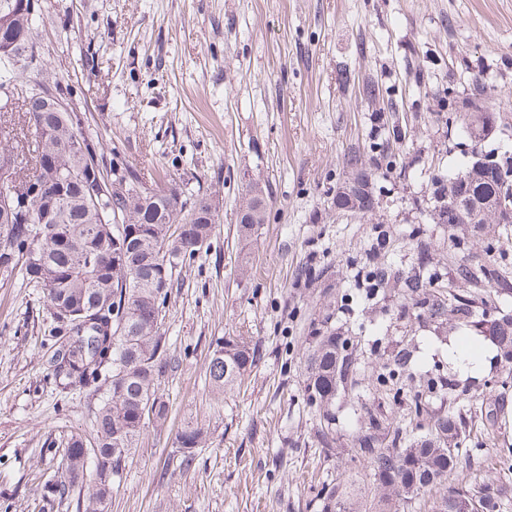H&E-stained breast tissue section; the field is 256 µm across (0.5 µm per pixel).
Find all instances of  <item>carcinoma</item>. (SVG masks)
<instances>
[{
	"label": "carcinoma",
	"mask_w": 512,
	"mask_h": 512,
	"mask_svg": "<svg viewBox=\"0 0 512 512\" xmlns=\"http://www.w3.org/2000/svg\"><path fill=\"white\" fill-rule=\"evenodd\" d=\"M14 0H0V24L24 34L30 54L22 64L11 53L0 50V89L49 93L44 76L51 73L49 63L39 57L35 44V23L43 15V4L35 10L11 12ZM51 98L33 99L21 112L18 122L0 121V152L13 153L11 170H0V188L9 187L24 195L38 186L53 194L44 202L50 209L51 223L69 229L57 239L46 234L37 240L35 225L17 219L1 224L0 279H20L31 288H42L60 322L58 334L66 337L55 343L53 373L64 389L101 384L106 396L95 418L97 465L88 471V452L80 436H73L61 458L66 479L50 486L53 497L68 496L73 487L86 491L87 512H104L103 504L119 480L131 450L137 446L150 421L166 417V405L157 395L159 375L178 367L160 334L168 293H159L154 281L166 279L172 287L176 260H193L199 251L196 242H206L212 233L213 214L205 198L188 202L179 210L168 209L166 187L155 186L147 194L135 193L138 176L129 170L112 173L126 180L131 193L103 197L99 204L87 203L83 190L93 177L87 161L97 157L98 144L79 131L78 112H56ZM66 145L68 151L57 155L67 190L48 186L44 158ZM503 175L497 177L469 166L453 181L442 174L434 177V208L448 213V199H462L476 205L499 192L504 181L512 182V157L500 162ZM267 206H262L255 224L237 225L238 237L248 244L266 222ZM418 267L409 276L400 271L376 270L374 285L383 288L389 282H401L404 299L417 318L448 322V317L465 326L479 327L484 313L476 310L475 299L436 286L427 267V243L416 240ZM456 279L478 286L493 282L507 294L512 281L499 274L493 265L464 262L456 270ZM95 304L105 308L100 320L81 327L73 314ZM491 338L504 357L512 356V319L499 324ZM357 343L352 336L328 332L314 337L307 357L306 392L310 403L321 412L324 427L319 443L333 450L336 438L333 406L339 390H352L361 384L356 358ZM255 362V348L243 336H226L219 341L208 363L209 386L226 394L240 385ZM410 353L398 351L383 363L376 384L401 392L409 373ZM442 377L429 380L427 387L410 393L408 422L393 424L377 408L364 407V423L353 437L351 455L366 464L373 476L376 492L369 494L347 470L318 491L320 512H412L415 505L448 484V476L457 472L460 456L450 443L459 436L461 409L456 402L429 414L433 395L444 390ZM207 430L199 424L184 427L177 442L181 465L191 466L196 449L204 446ZM506 485L468 483L450 487L433 499V512H451L456 504L463 512H502Z\"/></svg>",
	"instance_id": "1"
}]
</instances>
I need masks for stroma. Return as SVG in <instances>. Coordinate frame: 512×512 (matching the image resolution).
<instances>
[{
    "mask_svg": "<svg viewBox=\"0 0 512 512\" xmlns=\"http://www.w3.org/2000/svg\"><path fill=\"white\" fill-rule=\"evenodd\" d=\"M51 22L37 42L60 85L73 89L81 131L103 143L105 162L147 184L173 180L217 210L208 250L177 266L161 329L177 369L157 384L168 413L149 425L126 461L108 512H317L315 495L338 472L373 479L348 455L363 406L402 420L407 398L374 390L372 371L403 348L421 371L444 373L465 397L502 400L512 444V380L489 345L484 368L460 371L449 347L480 343L471 327L403 317L401 295L366 298L370 271H409L414 231L431 245L440 283L492 245L512 273V231L488 238L471 224L432 218V178L454 174L473 148L512 156V0H47ZM496 125L480 144L470 122L473 79ZM380 94L362 95L366 81ZM455 93L457 112L444 99ZM390 144L397 165L376 166V213L336 211L346 159ZM268 219L249 245L235 213L250 187ZM461 246L452 250L449 238ZM42 289L0 283V512H43L46 480L73 433L93 438L102 391L62 392L49 366L58 339ZM359 339L365 380L336 396V444L318 442L319 413L306 401V357L315 332ZM249 336L255 364L239 389L212 391L206 369L222 337ZM208 430L180 467L176 435ZM474 482L512 488V457L479 428L460 436Z\"/></svg>",
    "mask_w": 512,
    "mask_h": 512,
    "instance_id": "1",
    "label": "stroma"
}]
</instances>
